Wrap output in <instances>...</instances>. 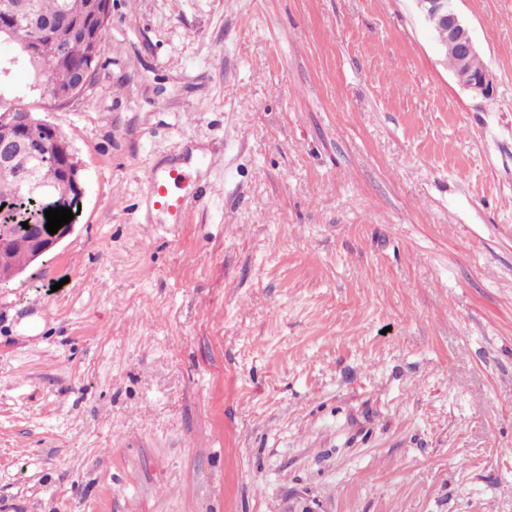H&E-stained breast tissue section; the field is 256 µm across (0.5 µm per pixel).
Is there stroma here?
Instances as JSON below:
<instances>
[{
    "label": "stroma",
    "mask_w": 512,
    "mask_h": 512,
    "mask_svg": "<svg viewBox=\"0 0 512 512\" xmlns=\"http://www.w3.org/2000/svg\"><path fill=\"white\" fill-rule=\"evenodd\" d=\"M112 0L74 230L0 290V512H512V0ZM181 165L184 223L143 174ZM417 6L428 26L433 22L447 28L448 42L457 53L459 65L472 73L466 88L473 95L485 99L494 94V86L487 65L474 42L469 27L455 11L451 1L416 0Z\"/></svg>",
    "instance_id": "1"
}]
</instances>
